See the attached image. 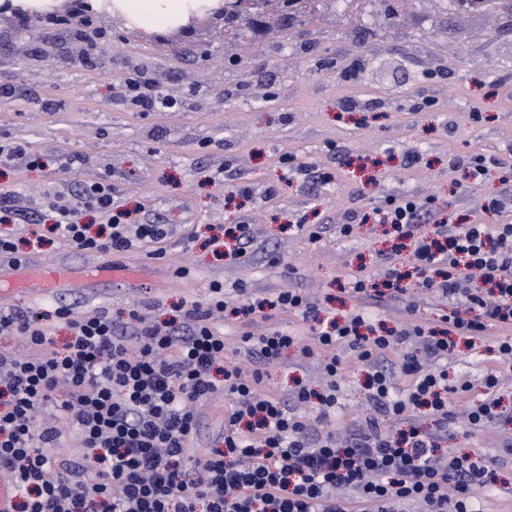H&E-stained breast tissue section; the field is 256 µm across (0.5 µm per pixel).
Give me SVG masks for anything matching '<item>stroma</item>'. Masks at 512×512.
Masks as SVG:
<instances>
[{
  "label": "stroma",
  "instance_id": "35a3bbf8",
  "mask_svg": "<svg viewBox=\"0 0 512 512\" xmlns=\"http://www.w3.org/2000/svg\"><path fill=\"white\" fill-rule=\"evenodd\" d=\"M65 0H0V143L19 142L28 155L0 163V190L29 214L44 208L47 194L78 204L80 183L107 179L115 199L140 207L152 223L163 217L168 235L157 259L145 244L118 255H94L57 242L25 251L26 262H54L68 275L42 298L0 295V312L19 308L47 313L69 306L74 316L99 310L127 320L130 311L156 322L171 319L180 303L204 302L213 282L224 285L227 312L214 324L224 335L230 364L249 367L243 332L278 327L312 341V321L293 313L247 320L233 315L240 303L234 287L254 294L299 288L324 316L365 311L377 323L402 329L438 327L448 305L432 293L411 289L413 311L402 302L360 303L348 294L352 276L383 280L388 244L379 224H364L347 237L336 219L350 207L373 206L380 197L416 193L446 206L449 223L486 211L498 179L456 193L448 170L453 157L481 154L512 161V16L451 14L432 0H388L357 19L328 13L296 21L268 15L265 34L236 38L233 25L217 19L190 34L143 20L121 22L105 0L73 19ZM397 26H390V16ZM357 79L337 80L354 59ZM437 66L432 80L422 70ZM144 73L180 108L136 112L125 103L123 81ZM440 107L421 110L424 94ZM377 101L372 112L347 110L348 101ZM483 113L475 121L473 112ZM290 154L295 169L280 164ZM419 162L406 166L407 155ZM316 164L334 174L329 184L307 189L298 166ZM252 191L250 198L237 187ZM273 197H266V190ZM249 224L253 243L247 261L214 254L209 238L226 219ZM305 219L321 228L310 242L291 224ZM143 266L150 288L91 277L89 268ZM502 376L498 395L512 410V366L497 362L488 343L448 355V378L474 384L456 410V424L441 434V447L489 458L492 482L474 501L476 512H512V456L502 441L512 422L470 429L463 416L479 404L480 381L489 370ZM267 391L293 402L295 380L320 388V364L291 350L265 368ZM364 374L351 372L339 392L330 428L346 432L369 415ZM230 399L214 394L197 407L195 446L212 447L224 426Z\"/></svg>",
  "mask_w": 512,
  "mask_h": 512
}]
</instances>
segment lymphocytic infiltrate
<instances>
[{
    "instance_id": "1",
    "label": "lymphocytic infiltrate",
    "mask_w": 512,
    "mask_h": 512,
    "mask_svg": "<svg viewBox=\"0 0 512 512\" xmlns=\"http://www.w3.org/2000/svg\"><path fill=\"white\" fill-rule=\"evenodd\" d=\"M125 98L141 112L177 107L141 75L127 79ZM79 196V211L56 196L46 202L51 232L72 248L114 254L167 236L164 225L119 209L107 181L82 183ZM85 210L105 217L98 231L82 223ZM360 224L385 225L392 241L393 266L382 283L389 298L401 299L411 273L419 287L448 299L440 330L379 332L359 312L315 328L307 346L276 327L246 332L241 341L257 366L245 369L225 362L224 336L210 322L211 309L224 306L217 282L206 303H191L179 321L161 325L130 329L105 311L76 319L70 308H55L53 318L71 332L60 345L38 315L1 312L0 335L27 344L0 353V472L16 481L12 512H405L413 505L474 512L488 485L485 458L448 452L414 421L419 413L447 428L455 401L472 385L449 381L444 369H423L419 357L444 358L457 340L470 345L494 326H512V220L452 225L435 197L402 194L344 212L339 232L350 236ZM422 224L433 232L419 234ZM407 249L415 263L405 273L398 261ZM267 309L306 318L316 311L292 288L261 300L244 295L237 313L252 319ZM296 347L321 359L327 378L322 390L296 393L316 413L311 424L264 389L263 365ZM394 352L410 379L402 397L385 364ZM356 367L366 368L367 399L380 415L343 436L326 422ZM220 391L232 398L224 435L191 457L197 405ZM48 407L57 417L51 426L39 420ZM389 421L399 424L398 434L388 433ZM71 428L83 450L78 466L58 453Z\"/></svg>"
}]
</instances>
